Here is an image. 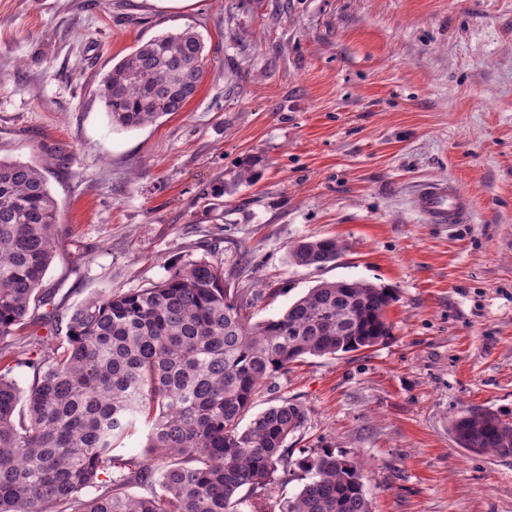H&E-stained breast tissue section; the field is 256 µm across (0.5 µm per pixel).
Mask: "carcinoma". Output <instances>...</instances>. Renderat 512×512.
<instances>
[{"label":"carcinoma","mask_w":512,"mask_h":512,"mask_svg":"<svg viewBox=\"0 0 512 512\" xmlns=\"http://www.w3.org/2000/svg\"><path fill=\"white\" fill-rule=\"evenodd\" d=\"M206 46L191 29L157 35L99 84L112 125L138 128L181 112ZM58 207L42 170L0 159V512H267L288 468L304 407L283 399L240 427L262 386L307 356L373 347L391 336L393 293L364 280L322 282L277 318L252 323L247 295L218 261L187 260L148 288L88 300L56 345L20 336L56 254ZM335 238L289 252L321 268ZM32 370L25 408L10 373ZM143 450L117 451L136 425ZM468 452L512 456V422L468 409L450 423ZM306 482L284 512H370L361 464L331 451L297 461ZM151 487L130 495L126 485ZM159 485V490L152 489Z\"/></svg>","instance_id":"carcinoma-1"}]
</instances>
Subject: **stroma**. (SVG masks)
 <instances>
[{
	"instance_id": "1",
	"label": "stroma",
	"mask_w": 512,
	"mask_h": 512,
	"mask_svg": "<svg viewBox=\"0 0 512 512\" xmlns=\"http://www.w3.org/2000/svg\"><path fill=\"white\" fill-rule=\"evenodd\" d=\"M186 28L207 62L184 111L113 127L102 78ZM0 158L43 167L58 204L30 327L49 342L86 300L186 259L236 269L254 322L324 281L393 290L387 340L255 396L252 417L306 411L270 512L310 449L364 463L371 512H512V456L449 432L470 408L512 421V0H0ZM250 160L254 181L216 196ZM450 180L469 219L429 223L414 193ZM325 237L336 264L291 263ZM342 251V242L332 237L299 241L290 249L289 256L296 266L321 268L335 262Z\"/></svg>"
}]
</instances>
